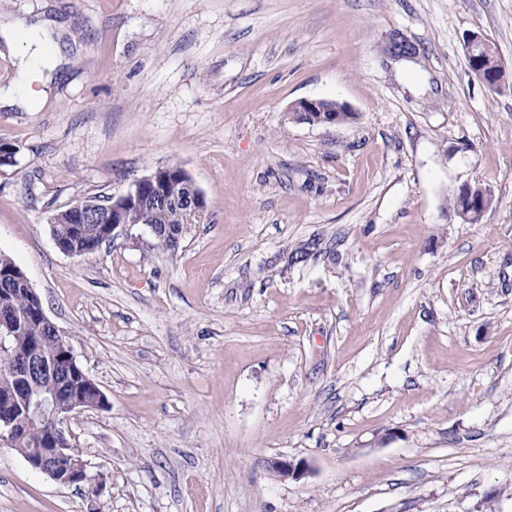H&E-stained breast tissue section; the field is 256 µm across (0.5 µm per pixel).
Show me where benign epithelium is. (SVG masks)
I'll use <instances>...</instances> for the list:
<instances>
[{"label": "benign epithelium", "instance_id": "7a95c632", "mask_svg": "<svg viewBox=\"0 0 512 512\" xmlns=\"http://www.w3.org/2000/svg\"><path fill=\"white\" fill-rule=\"evenodd\" d=\"M465 51L475 65L473 72L484 82H489L483 63L497 64L499 59L487 39L478 33L469 35L465 42ZM290 111L317 112L319 117L313 121V124L335 125L342 122V112L346 111V107L340 104L331 106L322 100H302L294 104ZM164 173L165 170L158 168L137 180L134 188L112 197L110 202L107 200L95 203L78 202L67 208L66 213H75L74 219L82 224L101 225L104 236L114 241L127 233L130 228V225L123 223L121 219L124 205L144 204L145 189H151L150 199L155 205L166 206L176 202V197L169 193V183L163 177ZM178 173L185 180V185L190 191V199H192L187 210L198 219L203 217L206 211L203 195L184 170L180 169ZM11 279L23 286V291L34 300L32 313L58 336L61 349L60 358L47 361L42 357L39 349L33 346L24 357L16 360L12 365L11 374L16 386L13 391L0 396V404L8 408L18 401L23 404V413L20 415L8 411L0 413V442H6L10 447L18 450L32 469L47 475L55 483L63 486L89 483L93 485V495L96 496L101 490L102 481L90 474L88 462L85 459L71 456L70 441L59 438L58 434L62 432V426L73 412L85 408H104L108 404L107 397L78 365L63 334L44 313L41 301L31 288L23 271L19 268L15 269ZM19 319L21 316L16 313L0 314L1 351L6 350L5 337L11 334L12 327ZM46 378L61 381L78 378L83 384V389L93 393V398L86 397L82 389H79L74 391L67 401L61 402L56 395H47L46 390L40 386V381ZM44 420L52 421L45 440L36 448L19 447L26 436L28 425L34 421ZM267 467L282 480L298 479L305 472L302 464L283 458L269 460Z\"/></svg>", "mask_w": 512, "mask_h": 512}]
</instances>
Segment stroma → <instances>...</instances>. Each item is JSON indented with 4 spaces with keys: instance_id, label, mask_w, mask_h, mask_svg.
Here are the masks:
<instances>
[{
    "instance_id": "stroma-1",
    "label": "stroma",
    "mask_w": 512,
    "mask_h": 512,
    "mask_svg": "<svg viewBox=\"0 0 512 512\" xmlns=\"http://www.w3.org/2000/svg\"><path fill=\"white\" fill-rule=\"evenodd\" d=\"M63 23L0 105V253L105 393L103 487L0 444V512H512V0H0ZM487 36L498 89L464 50ZM353 119H292L301 100ZM178 166L207 206L74 257L50 220ZM491 195L469 223L450 197ZM309 251L295 263V250ZM306 464L282 480L268 459Z\"/></svg>"
}]
</instances>
